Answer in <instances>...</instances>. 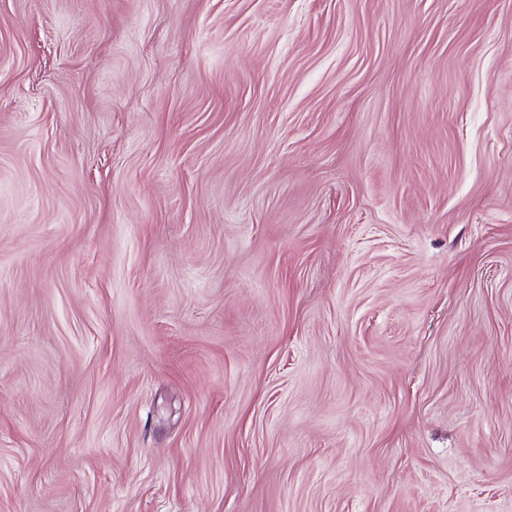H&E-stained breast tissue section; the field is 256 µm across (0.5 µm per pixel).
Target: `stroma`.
<instances>
[{
    "label": "stroma",
    "mask_w": 512,
    "mask_h": 512,
    "mask_svg": "<svg viewBox=\"0 0 512 512\" xmlns=\"http://www.w3.org/2000/svg\"><path fill=\"white\" fill-rule=\"evenodd\" d=\"M0 512H512V0H0Z\"/></svg>",
    "instance_id": "stroma-1"
}]
</instances>
